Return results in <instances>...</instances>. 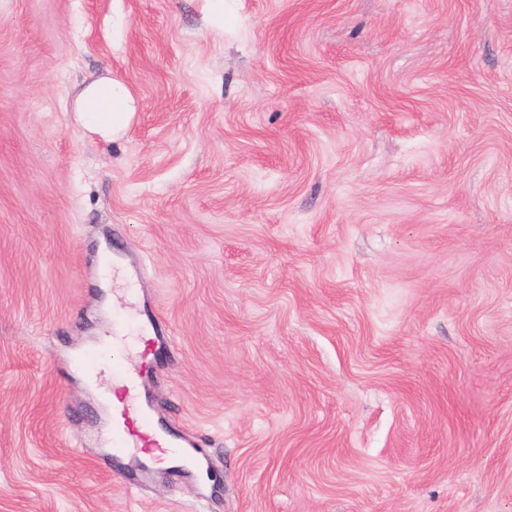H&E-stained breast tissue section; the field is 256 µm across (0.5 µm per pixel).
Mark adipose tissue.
<instances>
[{
	"mask_svg": "<svg viewBox=\"0 0 512 512\" xmlns=\"http://www.w3.org/2000/svg\"><path fill=\"white\" fill-rule=\"evenodd\" d=\"M136 112V101L122 81L105 76L78 96L73 117L89 134L109 142L123 135Z\"/></svg>",
	"mask_w": 512,
	"mask_h": 512,
	"instance_id": "obj_1",
	"label": "adipose tissue"
}]
</instances>
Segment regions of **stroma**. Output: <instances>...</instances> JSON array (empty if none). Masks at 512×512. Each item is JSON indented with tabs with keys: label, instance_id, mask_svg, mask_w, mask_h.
<instances>
[{
	"label": "stroma",
	"instance_id": "1",
	"mask_svg": "<svg viewBox=\"0 0 512 512\" xmlns=\"http://www.w3.org/2000/svg\"><path fill=\"white\" fill-rule=\"evenodd\" d=\"M0 512H512V0H0ZM135 112L136 101L125 83L104 76L80 93L73 117L89 134L110 142L123 135ZM136 421L138 439L152 446L150 450L158 464L164 463L171 456L181 452L178 439L160 433L153 410L147 401L139 406Z\"/></svg>",
	"mask_w": 512,
	"mask_h": 512
}]
</instances>
